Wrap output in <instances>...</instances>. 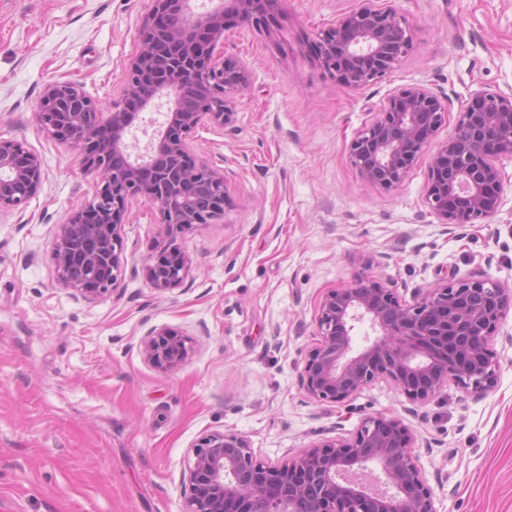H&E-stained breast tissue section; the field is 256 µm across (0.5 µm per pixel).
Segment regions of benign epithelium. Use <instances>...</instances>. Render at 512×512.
<instances>
[{"mask_svg": "<svg viewBox=\"0 0 512 512\" xmlns=\"http://www.w3.org/2000/svg\"><path fill=\"white\" fill-rule=\"evenodd\" d=\"M153 0L140 28L141 50L118 98L104 108L75 84L48 83L36 119L55 141L80 152L100 179L92 200L57 225L56 283L94 302L115 290L124 264L122 215L143 198L158 211L165 239L147 269L151 287L167 292L188 277L191 260L180 235L224 217V173L193 157L191 135L202 123L235 122V96L251 85L244 60L224 58V29L234 19L262 27L279 0ZM413 48V34L381 0L337 19L313 53L337 83L361 88L384 76ZM137 99L165 100L164 120L144 151L130 150L126 109ZM448 108L430 88L409 85L352 142L360 177L391 189L432 143ZM512 159V92H472L453 131L432 155L425 199L446 224L487 222L503 195L499 162ZM41 157L25 143L0 139V212L29 201L43 186ZM512 312V286L490 278L446 280L401 301L381 280L361 275L328 293L316 317L320 343L308 352L300 385L318 401L343 404L378 379H389L411 402H426L448 384L488 390L497 375L492 342ZM365 345L354 346L361 327ZM152 366L175 370L186 339L153 330L141 339ZM413 437L394 417L369 416L347 440L313 445L274 464L254 456L246 439L220 431L188 452L184 512H437L415 455Z\"/></svg>", "mask_w": 512, "mask_h": 512, "instance_id": "7a95c632", "label": "benign epithelium"}]
</instances>
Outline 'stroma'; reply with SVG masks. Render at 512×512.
I'll return each instance as SVG.
<instances>
[{"instance_id": "1", "label": "stroma", "mask_w": 512, "mask_h": 512, "mask_svg": "<svg viewBox=\"0 0 512 512\" xmlns=\"http://www.w3.org/2000/svg\"><path fill=\"white\" fill-rule=\"evenodd\" d=\"M361 3L286 0L270 29L233 22L224 55L249 63L251 87L232 126L205 123L191 138L225 175L223 221L182 234L192 271L160 293L145 263L164 226L154 205L130 200L117 289L88 303L57 286L52 240L99 180L35 112L53 81L105 105L118 98L151 0H0V138L26 143L47 174L24 207L0 214V512H183L188 451L203 435H241L277 463L351 438L376 415L412 433L438 512H512V315L483 392L451 385L412 403L380 379L337 405L300 385L322 300L361 274L403 301L452 276L512 285V160L499 163L505 193L492 220L445 225L425 199L427 158L391 190L362 180L350 158L398 88L423 84L447 105L438 144L472 90H512V0H389L413 49L354 89L306 42ZM161 328L188 341L184 364L167 372L140 349Z\"/></svg>"}]
</instances>
